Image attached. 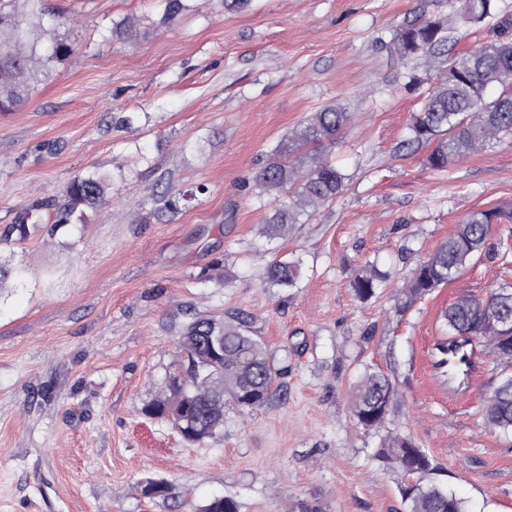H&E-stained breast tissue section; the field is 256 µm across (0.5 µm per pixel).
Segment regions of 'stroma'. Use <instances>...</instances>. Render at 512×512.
Segmentation results:
<instances>
[{"instance_id":"obj_1","label":"stroma","mask_w":512,"mask_h":512,"mask_svg":"<svg viewBox=\"0 0 512 512\" xmlns=\"http://www.w3.org/2000/svg\"><path fill=\"white\" fill-rule=\"evenodd\" d=\"M56 24L13 0L42 42L71 44L25 104L0 115V231L21 206L67 202L94 170L96 203L55 235L0 242L22 269L0 285V512H188L213 496L239 512H403L400 476L374 455L381 433L357 423L350 395L378 369L398 388L386 428L405 431L469 512H512V434L488 428L481 402L502 370L481 352L470 377L439 367L442 310L459 293L512 287V251L492 248L406 312L398 290L418 262L478 209L512 210V137L429 168L402 142L444 73L403 59L405 20L443 21L448 0H45ZM346 125L303 169L328 158L345 191L287 242L260 234L274 204L252 177L315 112ZM130 117L115 125L117 115ZM193 191L178 212L142 223L165 186ZM299 259L298 287L265 282ZM389 274L361 301L366 262ZM242 311L280 368L286 400L226 407L223 433L185 444L142 414L177 358L175 326L195 313ZM170 482L169 498L138 484ZM105 179L95 174L74 177L65 188L69 205L93 204L104 194Z\"/></svg>"}]
</instances>
